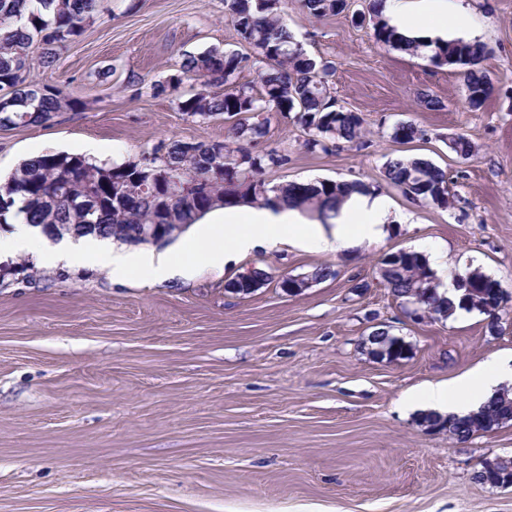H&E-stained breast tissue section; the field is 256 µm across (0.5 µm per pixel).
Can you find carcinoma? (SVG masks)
<instances>
[{
    "label": "carcinoma",
    "instance_id": "1",
    "mask_svg": "<svg viewBox=\"0 0 512 512\" xmlns=\"http://www.w3.org/2000/svg\"><path fill=\"white\" fill-rule=\"evenodd\" d=\"M302 10L313 18L339 15L349 9V0H300ZM381 0H369L367 11L352 15V22L372 24L376 42L413 56H422L436 67L460 69L465 94L463 107L480 110L491 91L485 62V43L460 40H428L409 37L391 27L377 10ZM97 0H0V128L42 124L60 112L73 111L80 102L51 84L27 80L28 58L32 48L41 50L46 62L55 60L59 50L82 39L96 15ZM224 8L239 43L248 52L210 47L187 55L178 73L166 82L151 85V94H176L184 115L206 120L223 115L232 121L224 140V154L212 146L184 140L161 141L137 161L107 165L84 156L45 154L24 161L0 182V197L11 198V206L0 212V224L7 223L12 206L22 203L28 223L42 227L52 237L64 234L81 237L95 234L130 245L142 244L141 234L148 224L166 235V204L180 223L191 226L207 211L236 196L253 205L270 201L268 193L288 206L307 211L322 223L336 216L338 205L354 191L368 187L358 182L319 181L313 188L299 182L268 186L264 174L286 164L287 156L276 151L262 155L249 152L245 144L266 134L264 112H295L307 138L310 151L333 152L339 143L361 139L365 119L339 105L334 94L336 65L327 58L316 59L300 47L284 21L280 0H224ZM246 70L257 74L255 84H242ZM196 81L191 93L180 92L184 77ZM419 105L430 111L445 108L441 99L426 89L417 91ZM391 138L401 144L422 138L413 122L392 127ZM150 165L176 175L204 178L212 176L205 196L187 193L162 200L151 187L140 182L142 167ZM386 181L414 200L431 202L441 208L451 204L453 194L447 174L432 161L417 157L387 160ZM381 279L399 306L412 315L415 305L437 320L448 319L453 305L439 293L434 273L423 255L399 250L385 256ZM241 284L231 279L225 290L249 295L272 280L264 269L253 268ZM460 302L468 312L476 311L491 319L499 313L501 283L477 270L456 279ZM410 342L379 325L368 338V354L389 363L407 358ZM512 421V390L505 389L479 412L464 418L428 416L426 427L465 441ZM475 479L493 486H512V460L496 456L486 459Z\"/></svg>",
    "mask_w": 512,
    "mask_h": 512
}]
</instances>
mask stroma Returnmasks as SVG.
<instances>
[{
    "instance_id": "stroma-1",
    "label": "stroma",
    "mask_w": 512,
    "mask_h": 512,
    "mask_svg": "<svg viewBox=\"0 0 512 512\" xmlns=\"http://www.w3.org/2000/svg\"><path fill=\"white\" fill-rule=\"evenodd\" d=\"M465 4L492 51L493 89L475 112L460 103L459 70L376 43L349 14L317 20L298 0L282 4L303 49L334 61L336 99L362 113L367 132L311 152L294 115L271 112L250 150L287 155L270 184L361 182L412 213L381 246L345 255L271 245L161 284H119L88 263L0 282V512H512V487L474 479L484 459L512 457V423L461 442L397 405L409 390L512 355V0ZM235 46L224 0H98L82 40L52 63L29 58L30 79L63 87L80 108L0 130V177L32 151L121 164L163 140H223V118L193 121L174 96L126 80L162 81L183 55ZM420 89L444 109L421 107ZM405 121L420 140L390 139ZM458 135L472 143L469 157L451 149ZM402 156L447 173L450 207L386 182V161ZM419 244L447 252L440 283L473 270L500 282L502 333L476 312L406 317L380 266ZM320 266L332 274L311 288H279ZM254 267L272 282L225 292ZM380 324L411 343L406 359L368 355Z\"/></svg>"
}]
</instances>
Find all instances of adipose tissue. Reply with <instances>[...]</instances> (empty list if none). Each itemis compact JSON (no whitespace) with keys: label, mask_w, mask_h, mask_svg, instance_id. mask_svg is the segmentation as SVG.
I'll list each match as a JSON object with an SVG mask.
<instances>
[{"label":"adipose tissue","mask_w":512,"mask_h":512,"mask_svg":"<svg viewBox=\"0 0 512 512\" xmlns=\"http://www.w3.org/2000/svg\"><path fill=\"white\" fill-rule=\"evenodd\" d=\"M378 9L405 34L444 36L467 31L468 12L463 0H381ZM0 231V261L27 253L40 265L91 261L108 271L113 281L137 277L161 283L177 276H193L199 265L221 269L239 256L280 242L305 250L346 251L384 241L392 224L411 223L408 214L393 212L388 200L374 193H352L335 217L333 227L306 223L299 210L277 203L253 207L237 201L209 212L202 229L173 251L114 249L109 239L88 235L64 237L50 243L25 215L9 217ZM512 382V359L501 358L452 381L404 395L399 404L407 411L463 417L478 412L506 382Z\"/></svg>","instance_id":"1"}]
</instances>
